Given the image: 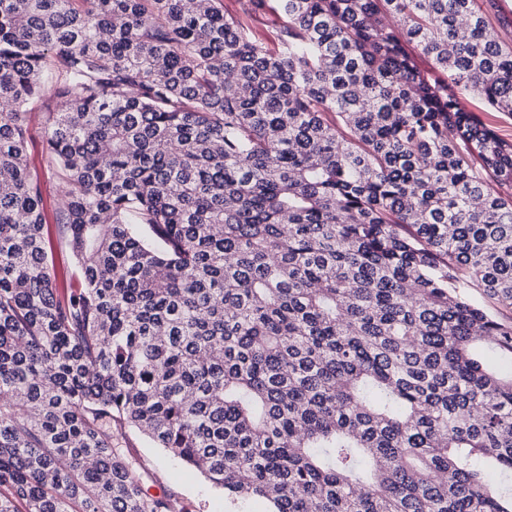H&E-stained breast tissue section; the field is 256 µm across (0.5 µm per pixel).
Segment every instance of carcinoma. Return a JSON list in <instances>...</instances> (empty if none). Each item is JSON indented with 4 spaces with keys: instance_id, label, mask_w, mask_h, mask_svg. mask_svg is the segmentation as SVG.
I'll return each instance as SVG.
<instances>
[{
    "instance_id": "obj_1",
    "label": "carcinoma",
    "mask_w": 512,
    "mask_h": 512,
    "mask_svg": "<svg viewBox=\"0 0 512 512\" xmlns=\"http://www.w3.org/2000/svg\"><path fill=\"white\" fill-rule=\"evenodd\" d=\"M450 85L512 115L477 0H0V512H186L129 430L269 512H512V143ZM44 106L42 102L33 103L28 106L30 116V129L31 136L28 142V162L32 168L38 170L42 176L43 183V197H44V211L46 217V224L54 232L55 228V209L58 204L60 185L56 178L44 174L41 169V154L44 149V137L40 128V113L43 112Z\"/></svg>"
}]
</instances>
